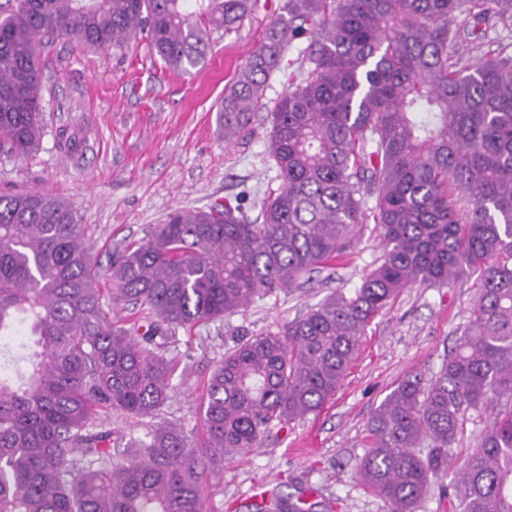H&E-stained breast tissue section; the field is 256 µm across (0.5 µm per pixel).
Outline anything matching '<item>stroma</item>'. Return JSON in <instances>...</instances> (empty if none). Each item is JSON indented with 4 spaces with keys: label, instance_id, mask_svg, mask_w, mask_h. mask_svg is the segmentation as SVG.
<instances>
[{
    "label": "stroma",
    "instance_id": "35a3bbf8",
    "mask_svg": "<svg viewBox=\"0 0 512 512\" xmlns=\"http://www.w3.org/2000/svg\"><path fill=\"white\" fill-rule=\"evenodd\" d=\"M274 19L269 0L238 28L216 39L203 67L169 69L146 37L128 49L92 51L65 39L40 51L44 134L26 159L0 156V192L40 191L71 202L91 234L94 253H113L139 240L175 210L205 209L248 191L245 212L256 217L273 185L266 108L287 78L277 72L264 91L265 110L228 143L217 108L236 74ZM79 147L57 145L61 128ZM382 252L373 224L359 225L348 257L301 278L290 289L257 297L221 322L179 332L171 351L188 362L172 380L168 419L201 433L202 387L225 350L244 336L278 331L334 290L351 291ZM475 294L472 278L445 288H408L368 326L358 354L335 395L317 412L273 427L262 447L225 464L215 512H247L254 488H280L314 503L313 512H384L359 482L368 449V422L404 378L432 376L450 354Z\"/></svg>",
    "mask_w": 512,
    "mask_h": 512
}]
</instances>
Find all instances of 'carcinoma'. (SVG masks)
I'll return each mask as SVG.
<instances>
[{
    "mask_svg": "<svg viewBox=\"0 0 512 512\" xmlns=\"http://www.w3.org/2000/svg\"><path fill=\"white\" fill-rule=\"evenodd\" d=\"M257 0H16L0 15V155L43 136L38 50L54 38L124 51L145 33L168 68L203 65ZM467 15L473 25H461ZM512 17V0H279L276 19L217 113L232 142L269 78L298 67L271 108L277 188L175 210L103 268L72 204L0 195V512H213L205 480L273 426L319 410L370 322L407 288L478 276L467 323L430 380H402L375 409L359 479L386 512H417L448 475L467 416L479 449L439 498L455 512H512V56L449 54ZM373 220L383 252L358 288L333 291L276 332L239 340L207 381L197 437L162 418L179 329L222 321L348 256ZM109 275L112 303L100 280ZM142 311L133 322L112 306ZM35 349L17 344V327ZM158 419L149 440L103 427L99 409ZM250 512H312L254 494Z\"/></svg>",
    "mask_w": 512,
    "mask_h": 512,
    "instance_id": "carcinoma-1",
    "label": "carcinoma"
}]
</instances>
